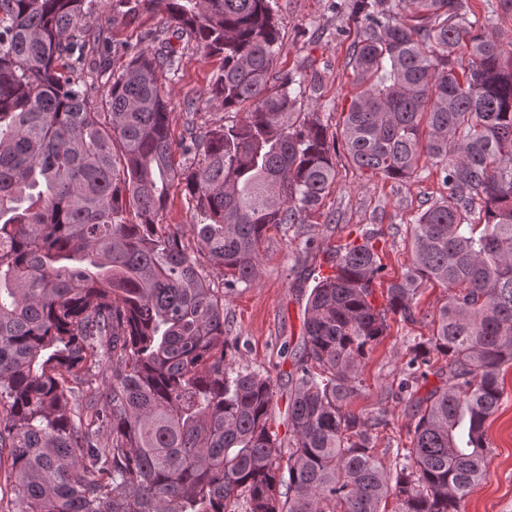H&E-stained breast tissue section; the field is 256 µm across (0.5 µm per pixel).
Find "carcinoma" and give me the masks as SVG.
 <instances>
[{"label":"carcinoma","instance_id":"1","mask_svg":"<svg viewBox=\"0 0 512 512\" xmlns=\"http://www.w3.org/2000/svg\"><path fill=\"white\" fill-rule=\"evenodd\" d=\"M110 3L162 5L169 21L117 70L99 0H0V512H463L512 367V57L463 0H408L406 17L402 0H356L347 155L395 180L424 155L448 196L420 213L382 306L374 232L317 278L285 452L273 379L228 362L224 289L199 255L228 286L255 282L269 226L321 205L336 143L298 123L305 78L272 72L271 0ZM190 45L222 57L210 98L238 118L191 137L181 168L162 80ZM174 182L194 202L195 251L161 223ZM425 283L451 293L397 389L439 356L446 380L411 400L409 447L387 471L386 421L346 407L367 349L389 316L416 321Z\"/></svg>","mask_w":512,"mask_h":512}]
</instances>
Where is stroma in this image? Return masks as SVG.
<instances>
[{"mask_svg": "<svg viewBox=\"0 0 512 512\" xmlns=\"http://www.w3.org/2000/svg\"><path fill=\"white\" fill-rule=\"evenodd\" d=\"M472 13L485 18L488 36L512 51V0H466ZM352 0H271L282 29V46L274 60L277 75L316 76L319 94L304 96L297 109L303 118L320 122L329 138H338L341 119L353 92L352 46L359 30L351 14ZM99 24L108 26L122 64L147 32L166 22L163 12L143 13L134 22L113 19L111 7H100ZM221 68L217 56L186 51L178 75L167 80L170 133L175 145H188L189 133L232 120L209 98V88ZM194 96L187 108L185 96ZM447 193L437 167L420 162L407 179L393 180L356 167L344 152L336 154V176L320 207L299 224L271 227L260 245V274L250 285L237 284L224 298V328L237 349L233 365L270 374L277 394L270 427L287 440L291 346L302 336L307 298L318 275L327 273L331 254L359 231H377L376 247L384 270L377 279L376 303H383L390 283L397 281L411 259L410 226L419 213ZM448 298L441 286H424L416 303V321L392 317L386 336L372 346L359 369L361 387L347 409L370 420L384 418L375 453L392 466L397 447L412 435L413 418L407 395L398 393L407 348L426 340L431 321ZM506 396L489 420L493 451L485 478L466 497L464 512H512V368L503 375Z\"/></svg>", "mask_w": 512, "mask_h": 512, "instance_id": "obj_1", "label": "stroma"}]
</instances>
